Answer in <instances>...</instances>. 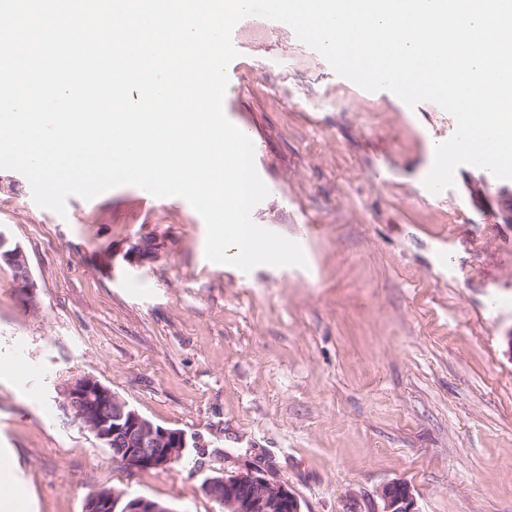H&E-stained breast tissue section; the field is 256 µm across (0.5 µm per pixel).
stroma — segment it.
I'll return each instance as SVG.
<instances>
[{"label": "stroma", "instance_id": "35a3bbf8", "mask_svg": "<svg viewBox=\"0 0 512 512\" xmlns=\"http://www.w3.org/2000/svg\"><path fill=\"white\" fill-rule=\"evenodd\" d=\"M223 108L269 190L251 217L306 267L205 257L183 198L122 185L66 216L0 169V234L27 256L33 303L0 263V457L25 512H83L101 487L221 512L214 475L259 466L302 512H365L386 483L418 512H512V224L479 172L430 193L433 147L456 122L338 76L285 23L233 29ZM163 245L129 265L140 238ZM90 375L154 423L202 438L167 469H128L67 418Z\"/></svg>", "mask_w": 512, "mask_h": 512}]
</instances>
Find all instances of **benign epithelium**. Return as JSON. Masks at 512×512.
Instances as JSON below:
<instances>
[{"mask_svg": "<svg viewBox=\"0 0 512 512\" xmlns=\"http://www.w3.org/2000/svg\"><path fill=\"white\" fill-rule=\"evenodd\" d=\"M160 243H152L146 256L138 245L127 253L131 265H141L157 257ZM18 268L15 291L22 297L34 295L35 282L27 258L20 248L0 257ZM63 396L67 412L89 427L95 437L112 448L114 457L136 471L162 469L181 460L188 447L184 431L155 424L119 396L89 376L70 379ZM205 494L224 507V512H302L301 504L288 487L259 467H250L219 481L208 480ZM84 512H172L161 503L146 498H129L122 493L110 499L91 495ZM367 512H417L409 486L391 482L377 491V499L368 501Z\"/></svg>", "mask_w": 512, "mask_h": 512, "instance_id": "1", "label": "benign epithelium"}]
</instances>
